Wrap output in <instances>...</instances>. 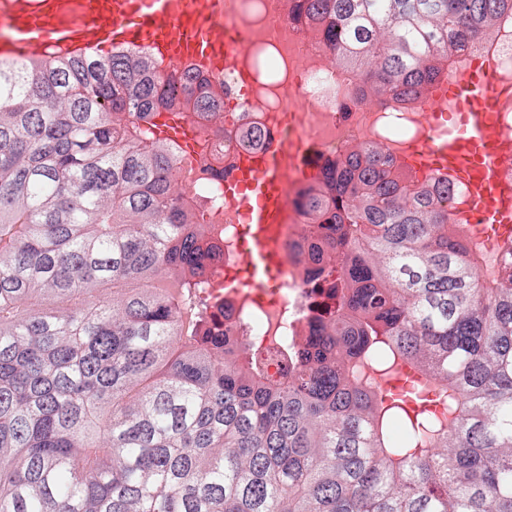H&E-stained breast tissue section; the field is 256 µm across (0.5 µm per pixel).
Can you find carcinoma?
<instances>
[{"instance_id":"obj_1","label":"carcinoma","mask_w":512,"mask_h":512,"mask_svg":"<svg viewBox=\"0 0 512 512\" xmlns=\"http://www.w3.org/2000/svg\"><path fill=\"white\" fill-rule=\"evenodd\" d=\"M403 112L512 0H296ZM224 91L122 46L0 57V512H512V241L379 143L295 201L328 302L275 378L209 293L224 231L154 117ZM405 364L417 392L378 389Z\"/></svg>"}]
</instances>
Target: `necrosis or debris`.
Segmentation results:
<instances>
[{
  "label": "necrosis or debris",
  "instance_id": "4bbe7bcc",
  "mask_svg": "<svg viewBox=\"0 0 512 512\" xmlns=\"http://www.w3.org/2000/svg\"><path fill=\"white\" fill-rule=\"evenodd\" d=\"M294 0H219L231 35L236 69L212 77L224 89L225 116L198 121L209 142L208 166L226 169L242 148L239 129L256 126L265 145L279 144L282 174L279 222L271 243L274 271L255 283L243 257L249 249L248 208L224 186L201 181L194 169L180 175L186 190L208 194L216 223L224 227V263L216 276L241 335L263 352L294 341L321 297L299 264L296 244L302 216L294 201L346 143L380 141L394 153L423 140L428 103L412 112L383 111L362 101L344 81L310 24L294 15Z\"/></svg>",
  "mask_w": 512,
  "mask_h": 512
}]
</instances>
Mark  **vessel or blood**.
<instances>
[{"label": "vessel or blood", "mask_w": 512, "mask_h": 512, "mask_svg": "<svg viewBox=\"0 0 512 512\" xmlns=\"http://www.w3.org/2000/svg\"><path fill=\"white\" fill-rule=\"evenodd\" d=\"M228 34L215 0H0V56H37L53 48L72 56L104 54L120 45L148 48L161 67L189 62L209 76L233 69L224 52ZM461 127L439 134L442 112H428L432 129L404 152L432 159L433 167L464 194L453 208L457 223L482 230L492 222L499 238L512 237V180L502 177L512 163V132L503 129L491 100L512 101V83L488 68L456 82ZM274 152L245 158L240 178L260 186L253 220L255 274L268 264L269 226L281 172Z\"/></svg>", "instance_id": "1"}]
</instances>
